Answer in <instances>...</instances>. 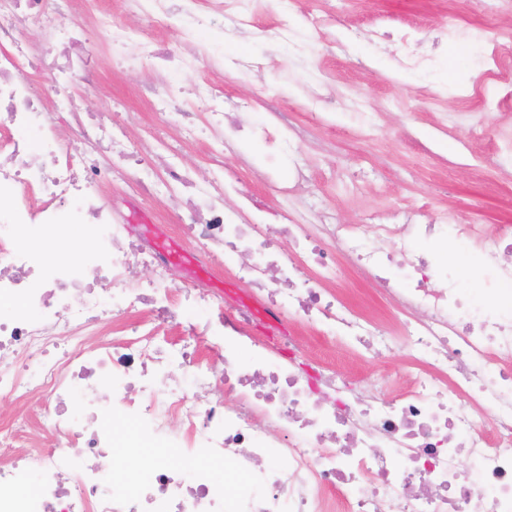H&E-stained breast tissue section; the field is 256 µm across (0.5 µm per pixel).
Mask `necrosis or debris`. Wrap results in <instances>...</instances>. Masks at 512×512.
Here are the masks:
<instances>
[{
    "label": "necrosis or debris",
    "mask_w": 512,
    "mask_h": 512,
    "mask_svg": "<svg viewBox=\"0 0 512 512\" xmlns=\"http://www.w3.org/2000/svg\"><path fill=\"white\" fill-rule=\"evenodd\" d=\"M46 2L0 0V307L12 309L0 315V400L15 407L0 421V512H512V225L332 224L295 208L300 168L276 186L285 222L249 195L225 206L241 194L225 144L259 139L273 162L294 139L273 118L247 126L211 81L179 78L208 63L199 30L246 27L273 9L289 38L291 0H119L83 27L67 22L81 0H54L53 25ZM172 26L176 43L154 38ZM29 32L42 47L72 45L81 67L36 83L45 56L14 51ZM101 44L112 68H155L144 98L172 112V140L131 141L109 109L74 112L89 150L60 135L54 115L99 68ZM184 142L205 145L213 177L162 155ZM129 178L139 201L167 199L199 260L220 259L255 301L176 285L156 241L100 202ZM453 242L475 248L476 267L449 263ZM342 258L414 312L399 334L336 296ZM140 266L151 277L129 287ZM477 269L498 282L479 305L463 287ZM186 305L205 319L183 325ZM288 318L373 358L408 350L409 387L385 396L336 369L298 367ZM260 320L262 338L251 333ZM203 336L223 344V369L203 365ZM132 443L155 460L100 471L97 459ZM224 463L243 475L229 493Z\"/></svg>",
    "instance_id": "necrosis-or-debris-1"
}]
</instances>
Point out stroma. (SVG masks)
<instances>
[{
  "mask_svg": "<svg viewBox=\"0 0 512 512\" xmlns=\"http://www.w3.org/2000/svg\"><path fill=\"white\" fill-rule=\"evenodd\" d=\"M450 13L457 24L442 31ZM291 19L297 33L288 44L273 37L278 18L271 14L257 17V35L225 24L224 66L203 76L250 105L253 122L287 113L296 162L309 177L297 205L319 202L339 224L424 208L465 224L512 225V158L501 152L512 142V97L492 109L480 101L493 81L492 44L512 34V0H295ZM388 29L438 38L430 64L406 63ZM477 29L479 42L470 38ZM449 66L457 80L451 94L426 81ZM147 75L143 67L115 72L106 64L94 83L77 82L70 93L88 112L122 100L141 115L127 127L137 141L171 122L139 100ZM321 97L325 113L312 118ZM258 98L264 109H253ZM259 150L244 142L225 148L224 157L244 173V189L273 206L274 189L251 167ZM284 326L301 336L312 365L336 366L356 380L389 365L408 377L399 355L368 358L342 339L318 340L299 322Z\"/></svg>",
  "mask_w": 512,
  "mask_h": 512,
  "instance_id": "obj_1",
  "label": "stroma"
}]
</instances>
